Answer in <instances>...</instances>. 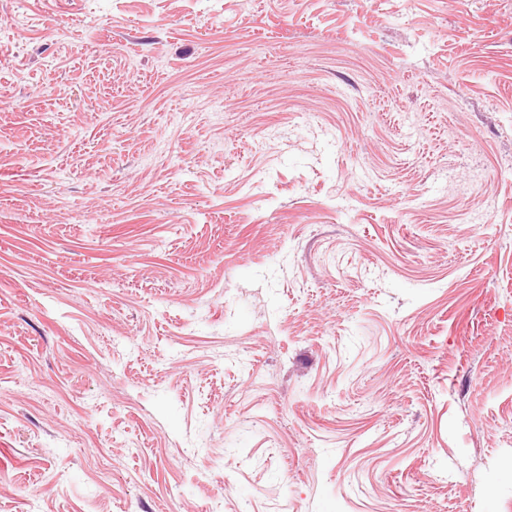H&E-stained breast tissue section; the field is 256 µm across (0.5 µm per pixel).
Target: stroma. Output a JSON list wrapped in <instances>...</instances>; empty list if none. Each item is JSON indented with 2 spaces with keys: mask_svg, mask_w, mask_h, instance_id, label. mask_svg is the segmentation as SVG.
Wrapping results in <instances>:
<instances>
[{
  "mask_svg": "<svg viewBox=\"0 0 512 512\" xmlns=\"http://www.w3.org/2000/svg\"><path fill=\"white\" fill-rule=\"evenodd\" d=\"M512 512V0H0V512Z\"/></svg>",
  "mask_w": 512,
  "mask_h": 512,
  "instance_id": "obj_1",
  "label": "stroma"
}]
</instances>
